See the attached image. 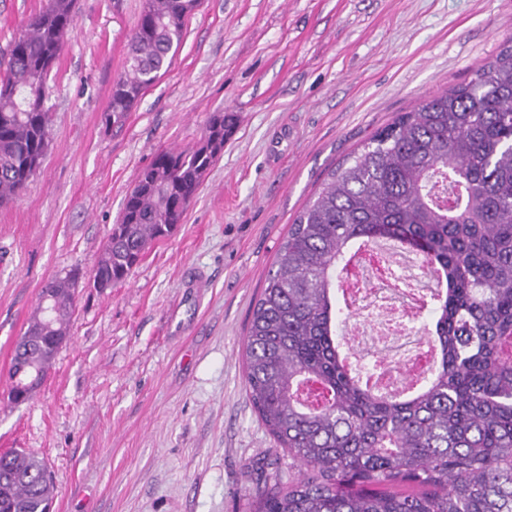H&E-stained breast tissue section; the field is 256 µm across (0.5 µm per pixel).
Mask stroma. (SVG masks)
Masks as SVG:
<instances>
[{"label": "stroma", "instance_id": "obj_1", "mask_svg": "<svg viewBox=\"0 0 512 512\" xmlns=\"http://www.w3.org/2000/svg\"><path fill=\"white\" fill-rule=\"evenodd\" d=\"M47 0H0V55ZM143 0H76L50 80V144L0 207V453L44 458L52 512H248L297 468L258 420L243 348L290 224L398 113L512 42V0H202L173 64L106 126ZM239 123L181 224L126 282L80 287L67 341L25 403L12 344L44 285L89 274L142 168Z\"/></svg>", "mask_w": 512, "mask_h": 512}]
</instances>
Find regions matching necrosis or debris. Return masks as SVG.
Listing matches in <instances>:
<instances>
[{"label":"necrosis or debris","mask_w":512,"mask_h":512,"mask_svg":"<svg viewBox=\"0 0 512 512\" xmlns=\"http://www.w3.org/2000/svg\"><path fill=\"white\" fill-rule=\"evenodd\" d=\"M398 277V268L386 252L365 248L341 283L353 300L350 316L362 323L364 340L374 352L363 370L370 385L389 394L421 383L433 366L428 344L412 334L425 303L411 293L401 303H393Z\"/></svg>","instance_id":"necrosis-or-debris-1"}]
</instances>
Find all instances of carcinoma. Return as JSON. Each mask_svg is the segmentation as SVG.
<instances>
[{"label": "carcinoma", "mask_w": 512, "mask_h": 512, "mask_svg": "<svg viewBox=\"0 0 512 512\" xmlns=\"http://www.w3.org/2000/svg\"><path fill=\"white\" fill-rule=\"evenodd\" d=\"M200 0H144L107 125H121L171 67ZM75 23L49 0L0 61V206L19 199L49 145L48 78ZM235 126L214 112L205 139L141 169L91 270L112 287L181 223ZM385 238L422 256L436 281L437 351L426 384L382 393L353 369L337 334L336 282L356 242ZM72 274L47 288L69 329ZM30 320L12 360L49 370L59 347ZM254 411L299 464L257 488L252 512H512V46L465 84L399 114L330 173L281 243L244 348ZM46 462L0 453V512H51Z\"/></svg>", "instance_id": "obj_1"}]
</instances>
